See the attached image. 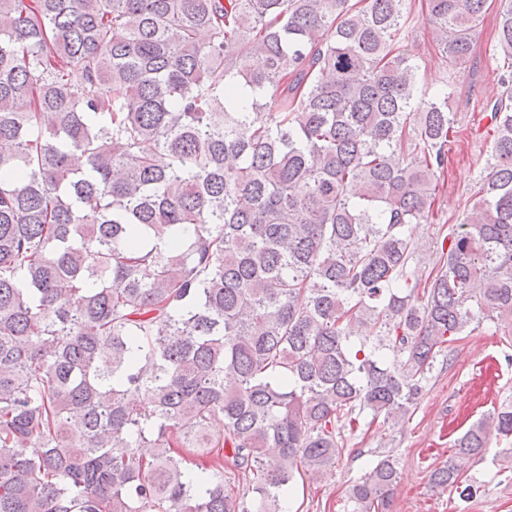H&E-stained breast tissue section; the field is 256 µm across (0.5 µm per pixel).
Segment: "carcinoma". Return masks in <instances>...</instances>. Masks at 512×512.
I'll use <instances>...</instances> for the list:
<instances>
[{"label":"carcinoma","mask_w":512,"mask_h":512,"mask_svg":"<svg viewBox=\"0 0 512 512\" xmlns=\"http://www.w3.org/2000/svg\"><path fill=\"white\" fill-rule=\"evenodd\" d=\"M486 5L427 0L449 69ZM497 20L487 174L418 271L455 119L418 96L410 0H0V512H287L447 344L511 328ZM510 436L506 398L431 483L470 500ZM397 482L377 459L346 512Z\"/></svg>","instance_id":"carcinoma-1"}]
</instances>
